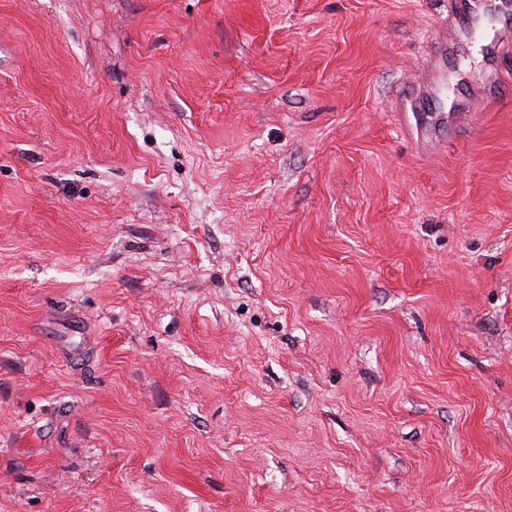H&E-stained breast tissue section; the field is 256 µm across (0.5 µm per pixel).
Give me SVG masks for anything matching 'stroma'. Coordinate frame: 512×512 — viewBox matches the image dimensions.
Listing matches in <instances>:
<instances>
[{"mask_svg": "<svg viewBox=\"0 0 512 512\" xmlns=\"http://www.w3.org/2000/svg\"><path fill=\"white\" fill-rule=\"evenodd\" d=\"M448 0H0V512H512V56L426 145ZM497 81V75H491L488 84L484 86L483 91L476 97L475 101L468 106H455L449 107L448 112H454L452 115L457 120L469 119L471 112L481 104L494 101L496 99L495 84Z\"/></svg>", "mask_w": 512, "mask_h": 512, "instance_id": "1", "label": "stroma"}]
</instances>
